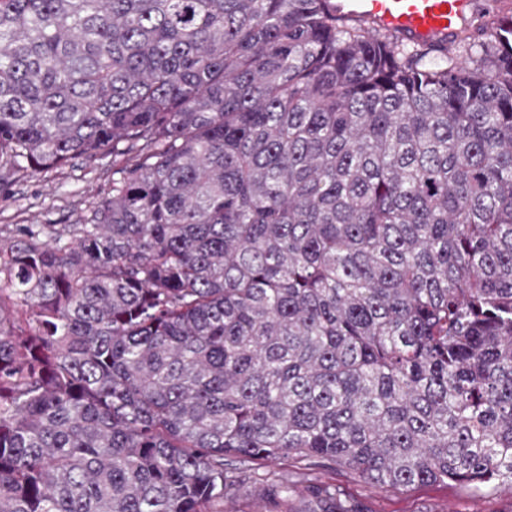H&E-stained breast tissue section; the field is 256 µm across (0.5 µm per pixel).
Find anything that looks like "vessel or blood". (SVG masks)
Wrapping results in <instances>:
<instances>
[{"label":"vessel or blood","mask_w":512,"mask_h":512,"mask_svg":"<svg viewBox=\"0 0 512 512\" xmlns=\"http://www.w3.org/2000/svg\"><path fill=\"white\" fill-rule=\"evenodd\" d=\"M332 8L407 42L436 43L464 26L472 0H332Z\"/></svg>","instance_id":"vessel-or-blood-1"}]
</instances>
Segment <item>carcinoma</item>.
<instances>
[{"label":"carcinoma","mask_w":512,"mask_h":512,"mask_svg":"<svg viewBox=\"0 0 512 512\" xmlns=\"http://www.w3.org/2000/svg\"><path fill=\"white\" fill-rule=\"evenodd\" d=\"M329 2L0 0V187L112 154L0 237V512L512 482V10L411 44ZM112 193V155L94 168L74 160L63 170L30 174L0 191V235L15 224H76L82 210Z\"/></svg>","instance_id":"cac0c4a2"}]
</instances>
